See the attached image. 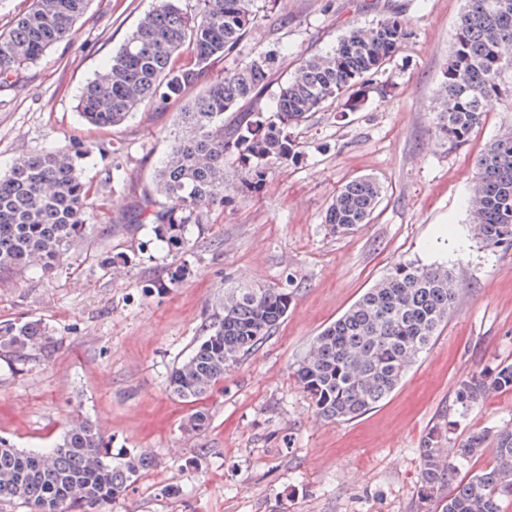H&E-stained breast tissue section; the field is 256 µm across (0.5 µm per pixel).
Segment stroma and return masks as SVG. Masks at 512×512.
Instances as JSON below:
<instances>
[{
    "mask_svg": "<svg viewBox=\"0 0 512 512\" xmlns=\"http://www.w3.org/2000/svg\"><path fill=\"white\" fill-rule=\"evenodd\" d=\"M155 0H90L68 42L0 88V174L22 159L78 142L115 148L134 187L110 193L89 161L113 226L74 242L62 269L0 280V322L37 321L53 342L23 361L0 349V437L19 448L57 440L71 418L96 422L113 453L159 459L108 512H421L417 497L423 436L438 420L471 433L512 422V391L489 393L457 416L458 383L512 362V248L490 249L469 220L475 161L512 129V105H496L470 140L435 136L434 107L464 0H283L241 48L280 50L282 71L325 51L352 28L403 10L411 34L387 64L392 91H370L358 111L331 106L296 135L302 152L258 186L204 209L183 266L142 249L150 226L119 222L150 184L175 132L178 104L143 108L121 126L97 129L77 110ZM360 176L383 197L370 223L332 234L325 222L336 192ZM112 264H105V257ZM399 259L452 274L458 304L430 349L377 408L348 422L320 418L293 370L310 343ZM179 278L162 291L149 280ZM240 282L293 286L276 331L205 398L211 422L183 425L193 407L167 388L177 360L201 340Z\"/></svg>",
    "mask_w": 512,
    "mask_h": 512,
    "instance_id": "35a3bbf8",
    "label": "stroma"
}]
</instances>
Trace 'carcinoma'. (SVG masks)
I'll list each match as a JSON object with an SVG mask.
<instances>
[{
    "mask_svg": "<svg viewBox=\"0 0 512 512\" xmlns=\"http://www.w3.org/2000/svg\"><path fill=\"white\" fill-rule=\"evenodd\" d=\"M89 0H32L13 28L0 33V86L11 82L49 48L66 42ZM258 0H197L194 10L179 0H155L106 73L83 91L82 118L116 127L144 105L187 100L176 113L182 134L173 138L155 171L154 192L140 196L126 221L132 232L150 224L168 255L189 251L200 209L221 204L235 179L251 183L276 166L296 161L301 145L293 129L328 105L358 109L364 88L384 72L411 34L409 19L392 11L367 29L348 31L324 53L301 58L277 81L276 109L257 108L279 69L274 50L237 57L268 14ZM512 0H466L452 35L443 94L434 131L458 145L467 142L484 113L512 103ZM230 117H225V114ZM96 155L109 187L126 188L112 151L75 144L28 157L0 175V273L32 267L51 273L63 267L72 241L100 229L86 219L97 186L85 176ZM477 181L468 200L478 214L474 229L489 248L512 244V130L495 139L477 159ZM383 194L373 177L344 185L329 205L325 222L336 235L350 234L371 220ZM450 272L416 260H399L335 323L317 336L295 369L316 413L327 421H350L375 409L426 351L457 304ZM288 288L239 284L224 288V304L209 334L177 362L169 391L186 403L208 396L224 373L242 361L285 318L293 302ZM50 343L34 322L0 324V348L23 359ZM492 390H512V363L461 381L454 402L459 415L478 408ZM451 421L429 428L419 449L418 495L438 512H500L512 497V424L469 435L448 448ZM493 444L494 463L464 472L471 459ZM156 465L146 451L112 455L87 419L68 425L62 440L25 451L0 438V506L29 512H103Z\"/></svg>",
    "mask_w": 512,
    "mask_h": 512,
    "instance_id": "carcinoma-1",
    "label": "carcinoma"
}]
</instances>
